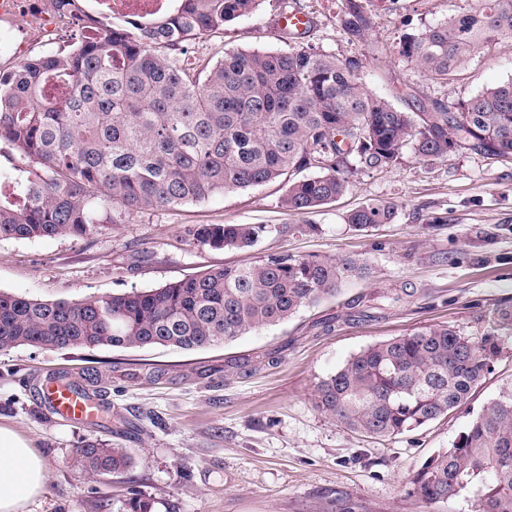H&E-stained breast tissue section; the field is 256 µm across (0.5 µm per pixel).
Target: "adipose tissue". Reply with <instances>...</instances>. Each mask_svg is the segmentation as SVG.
<instances>
[{"mask_svg": "<svg viewBox=\"0 0 512 512\" xmlns=\"http://www.w3.org/2000/svg\"><path fill=\"white\" fill-rule=\"evenodd\" d=\"M46 486L43 458L12 428L0 425V512H23Z\"/></svg>", "mask_w": 512, "mask_h": 512, "instance_id": "1", "label": "adipose tissue"}]
</instances>
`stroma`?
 <instances>
[{
  "label": "stroma",
  "mask_w": 512,
  "mask_h": 512,
  "mask_svg": "<svg viewBox=\"0 0 512 512\" xmlns=\"http://www.w3.org/2000/svg\"><path fill=\"white\" fill-rule=\"evenodd\" d=\"M345 0H262L253 14L192 41L182 67L198 71L228 51L305 49L362 56L361 80L394 99L403 85L424 102L466 100L512 80V34L476 55L458 79H427L401 53L406 37L479 0H372L366 41L350 43L337 18ZM311 21L295 37L278 25L289 12ZM281 183L238 190L93 235L0 240V291L77 302L136 288L151 290L208 268L250 264L279 251L365 258L371 274L288 322L197 351L153 348L0 353V424L30 441L48 471L30 512H123L130 490L158 512H474L453 500L426 506L410 479L450 447L482 406L512 386L506 342L468 405L393 440L340 426L315 403L317 383L367 346L432 325L478 334L493 310L512 305V159L465 149L418 161L405 152L385 171L362 170L336 201L304 214L281 208ZM373 201L396 207L392 223L358 231L346 218ZM197 224H267L273 231L240 250L197 246ZM100 380L108 422L52 414L36 382L55 373ZM97 441L127 448L131 465L92 479L76 450Z\"/></svg>",
  "instance_id": "35a3bbf8"
}]
</instances>
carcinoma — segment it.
Returning <instances> with one entry per match:
<instances>
[{
    "instance_id": "cac0c4a2",
    "label": "carcinoma",
    "mask_w": 512,
    "mask_h": 512,
    "mask_svg": "<svg viewBox=\"0 0 512 512\" xmlns=\"http://www.w3.org/2000/svg\"><path fill=\"white\" fill-rule=\"evenodd\" d=\"M260 0H173L144 26L87 17L90 34L68 52L29 59L0 75V145L19 165L0 182V239L83 237L144 211L199 203L280 181L288 211H310L347 190L355 170L387 169L410 149L422 162L455 149L512 158V80L463 101L427 105L410 85L409 112L370 93L358 56L306 50L232 51L191 73L192 40L254 13ZM370 0H346L338 18L351 41L372 28ZM512 32V0L448 17L401 46L430 80L448 83L474 55ZM377 201L347 216L362 231L391 223ZM262 224L187 229L196 245L243 249ZM369 273L363 259L275 253L248 266L209 268L153 290L79 302L0 292V352L20 346L196 351L277 325ZM512 307L479 336L423 327L351 355L316 386V405L341 426L392 440L467 405L505 342ZM78 464L91 477L125 470L127 449L88 442ZM427 504L471 494L476 512H512V388L490 399L452 447L410 479ZM130 493L125 512H155Z\"/></svg>"
}]
</instances>
